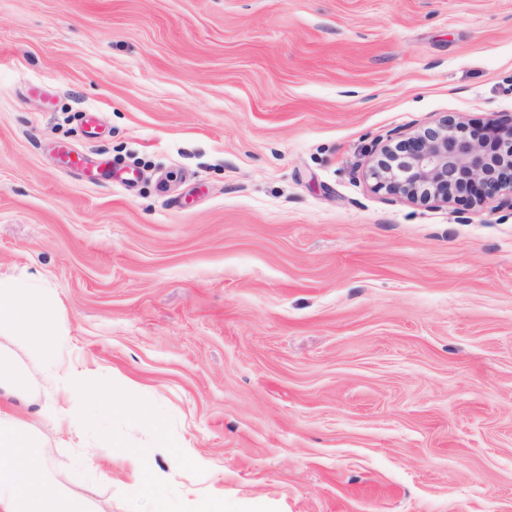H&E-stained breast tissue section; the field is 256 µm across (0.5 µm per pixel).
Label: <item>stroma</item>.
<instances>
[{"instance_id": "35a3bbf8", "label": "stroma", "mask_w": 512, "mask_h": 512, "mask_svg": "<svg viewBox=\"0 0 512 512\" xmlns=\"http://www.w3.org/2000/svg\"><path fill=\"white\" fill-rule=\"evenodd\" d=\"M511 115L512 0H0V276L204 473L55 432L50 383L0 418L95 512L147 468L189 505L512 512V208L364 167Z\"/></svg>"}]
</instances>
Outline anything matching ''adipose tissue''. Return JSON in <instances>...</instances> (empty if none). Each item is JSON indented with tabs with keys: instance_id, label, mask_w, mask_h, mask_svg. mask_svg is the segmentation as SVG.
<instances>
[{
	"instance_id": "adipose-tissue-1",
	"label": "adipose tissue",
	"mask_w": 512,
	"mask_h": 512,
	"mask_svg": "<svg viewBox=\"0 0 512 512\" xmlns=\"http://www.w3.org/2000/svg\"><path fill=\"white\" fill-rule=\"evenodd\" d=\"M40 440L21 420H0V512H88L38 453Z\"/></svg>"
}]
</instances>
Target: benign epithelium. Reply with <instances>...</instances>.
<instances>
[{
  "instance_id": "7a95c632",
  "label": "benign epithelium",
  "mask_w": 512,
  "mask_h": 512,
  "mask_svg": "<svg viewBox=\"0 0 512 512\" xmlns=\"http://www.w3.org/2000/svg\"><path fill=\"white\" fill-rule=\"evenodd\" d=\"M373 188L412 202L512 196V118L470 127L448 118L400 136L368 159Z\"/></svg>"
}]
</instances>
